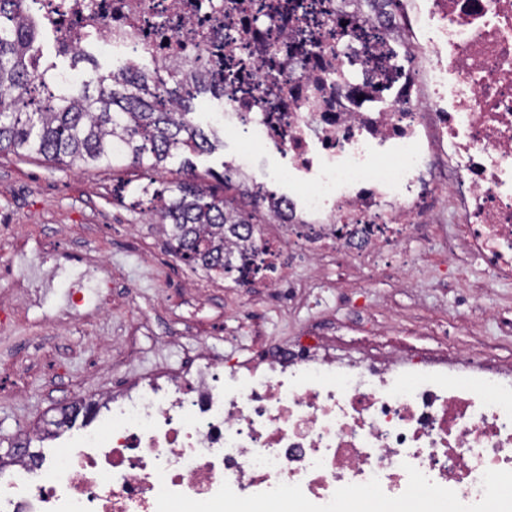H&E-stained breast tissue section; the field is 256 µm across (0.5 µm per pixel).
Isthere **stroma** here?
Listing matches in <instances>:
<instances>
[{
    "instance_id": "35a3bbf8",
    "label": "stroma",
    "mask_w": 512,
    "mask_h": 512,
    "mask_svg": "<svg viewBox=\"0 0 512 512\" xmlns=\"http://www.w3.org/2000/svg\"><path fill=\"white\" fill-rule=\"evenodd\" d=\"M177 165L150 176L121 163L113 168L60 167L40 157L0 152V265L14 262V246L27 235L61 242L64 250L103 260L109 277L92 283L76 311L65 309L75 270L62 264L57 275L16 287L0 281V455L19 444L22 430L42 425L67 402L111 390L117 377L136 378L161 364L180 361L181 350L207 341L229 350L233 339L252 332L276 342L300 333L317 317L337 316L336 302L305 308L278 307L268 289L240 288L205 277L170 258L166 238L147 223V199L138 195L149 178L167 182ZM426 253L409 287L366 270L360 294L377 324L422 323L418 345L434 343L432 327L448 328L449 344L468 348L494 339L498 353L512 359V336L491 337L486 325L464 320L459 297L488 280L485 267L468 259L464 272L441 264L438 240L418 241ZM441 275L444 287L428 285ZM223 319V332L212 325Z\"/></svg>"
}]
</instances>
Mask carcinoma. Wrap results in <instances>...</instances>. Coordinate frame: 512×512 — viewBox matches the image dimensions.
Returning <instances> with one entry per match:
<instances>
[{"instance_id":"1","label":"carcinoma","mask_w":512,"mask_h":512,"mask_svg":"<svg viewBox=\"0 0 512 512\" xmlns=\"http://www.w3.org/2000/svg\"><path fill=\"white\" fill-rule=\"evenodd\" d=\"M26 11L27 0H0V151L68 166L111 167L127 160L156 174L179 160L184 178L140 191L151 195L170 252L224 277L234 267L224 243L242 236L253 215L239 207L229 183L219 193L194 171L191 156L211 150L215 137L189 117L201 86L154 76L147 67L127 78L103 74L82 53L71 66L86 68L88 82L63 85L56 62L34 53L40 32L25 22Z\"/></svg>"}]
</instances>
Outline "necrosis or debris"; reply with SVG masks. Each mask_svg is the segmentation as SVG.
I'll return each mask as SVG.
<instances>
[{
  "label": "necrosis or debris",
  "mask_w": 512,
  "mask_h": 512,
  "mask_svg": "<svg viewBox=\"0 0 512 512\" xmlns=\"http://www.w3.org/2000/svg\"><path fill=\"white\" fill-rule=\"evenodd\" d=\"M56 57L200 78L224 170L275 233L235 246L232 281L304 302L288 265L404 280L443 210L456 266L512 281V0H29ZM281 159L269 167V155ZM336 322L243 357L188 350L0 479V512H512V363L474 366L372 322Z\"/></svg>",
  "instance_id": "1"
}]
</instances>
